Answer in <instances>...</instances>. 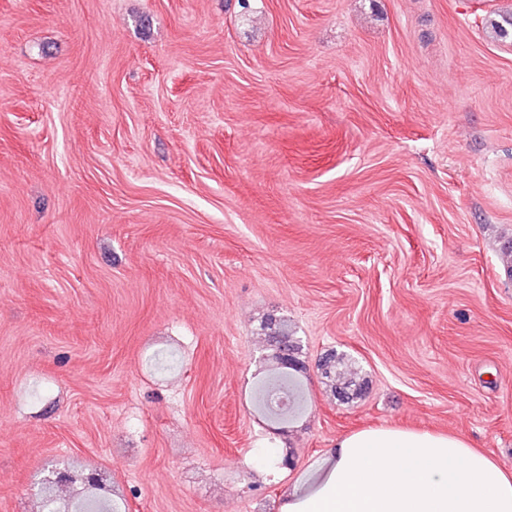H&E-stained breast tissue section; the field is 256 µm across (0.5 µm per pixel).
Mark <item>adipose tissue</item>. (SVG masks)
I'll use <instances>...</instances> for the list:
<instances>
[{
  "mask_svg": "<svg viewBox=\"0 0 512 512\" xmlns=\"http://www.w3.org/2000/svg\"><path fill=\"white\" fill-rule=\"evenodd\" d=\"M280 512H512V471L455 434L367 429L340 438Z\"/></svg>",
  "mask_w": 512,
  "mask_h": 512,
  "instance_id": "ef3b65f1",
  "label": "adipose tissue"
}]
</instances>
